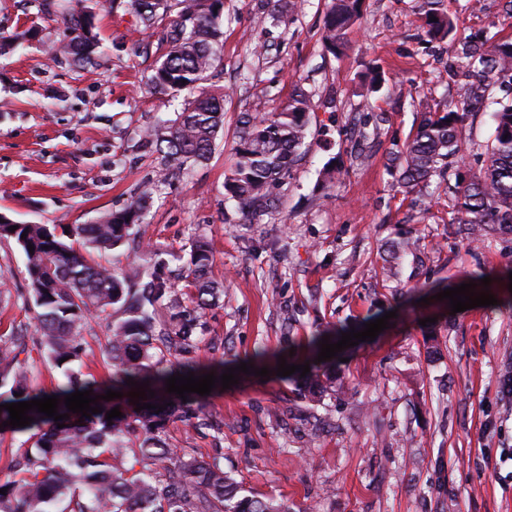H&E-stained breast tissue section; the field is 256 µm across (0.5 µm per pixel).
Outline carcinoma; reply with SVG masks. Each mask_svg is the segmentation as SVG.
<instances>
[{
	"mask_svg": "<svg viewBox=\"0 0 512 512\" xmlns=\"http://www.w3.org/2000/svg\"><path fill=\"white\" fill-rule=\"evenodd\" d=\"M363 0H330L323 43L337 56L346 48L348 30ZM300 0H272L271 18L295 12ZM127 9L148 28L159 32L156 65L148 88L175 96L183 90L192 99L173 118H160L147 131L160 155L158 176L171 166L185 169L207 160L224 127L223 94L206 86L222 66L224 0H127ZM427 33L451 38L453 21L434 8ZM74 38L73 59L91 63L99 36L84 12L68 17ZM462 59L455 73L459 105L440 109L422 103L417 128L402 149L390 156L401 191L426 188L437 179L448 182L453 159L469 142L465 118L470 112L491 113L493 139L481 152L478 171L463 179L454 174V223L466 226L476 240L495 232H512V41L495 37L451 44ZM508 88L502 97L495 90ZM312 99L300 88L279 112H245L236 160L224 182L227 195L252 222L277 210L273 189L285 184L302 160L309 135ZM150 191L94 224H75L57 234L48 224H20L14 231L0 224V239L14 240L25 258L28 288L25 306L33 314L39 336L31 339L10 331L0 345V436L26 434L18 445L14 477L0 483V512H288L271 499L241 494L235 478L219 456L173 448L168 424L195 418L209 426L202 403L191 408L174 402L166 379L180 373L222 375L223 363H205L199 353L204 337L195 325L216 305L224 288L211 278L213 251L199 237L190 247L184 288H172L156 275L151 260L136 257L118 273L99 258L122 246L131 230L143 223ZM26 238H21V235ZM34 249H29V246ZM93 319L105 322L107 336L101 361L112 368L105 381L88 378L91 350L83 336ZM33 344L40 356L60 370L64 380L52 394L57 411L68 414L60 428L35 410L25 427H3L10 413L3 405L44 398L30 384ZM134 381L149 382L155 396L147 403L168 404L161 413L136 410L127 395ZM93 390L102 412L91 417L68 411L65 396ZM124 399H100L108 390ZM119 407L122 417L105 420Z\"/></svg>",
	"mask_w": 512,
	"mask_h": 512,
	"instance_id": "1",
	"label": "carcinoma"
}]
</instances>
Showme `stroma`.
<instances>
[{"label":"stroma","mask_w":512,"mask_h":512,"mask_svg":"<svg viewBox=\"0 0 512 512\" xmlns=\"http://www.w3.org/2000/svg\"><path fill=\"white\" fill-rule=\"evenodd\" d=\"M505 0H440L457 40L485 31L512 39ZM327 0H305L281 21L269 0H224V128L210 158L157 183L144 132L188 94L152 93L155 44L126 0H0V213L65 230L91 224L152 189L133 237L166 257L180 282L197 236L209 241L224 301L207 310L203 360L253 365L205 399L211 427L170 424L168 439L207 455L246 493L290 512H512V233L468 243L445 188L423 203L397 192L389 155L415 132L417 99L457 104L448 44L426 33L430 0H364L340 56L322 43ZM89 10L101 41L94 64L52 59L69 42L62 9ZM263 44L254 52V44ZM386 83L369 95L371 69ZM312 96L308 152L279 188L276 213L249 222L225 198L241 113L276 111L294 86ZM369 163H359L360 155ZM342 176L321 182L325 165ZM415 248L393 257V245ZM474 283L496 305L451 313L443 290ZM24 258L0 241V334L25 327ZM387 318L374 340L330 358L336 386L320 404L298 394L288 364L315 361L313 337L341 338ZM268 368L271 378L258 376Z\"/></svg>","instance_id":"obj_1"}]
</instances>
